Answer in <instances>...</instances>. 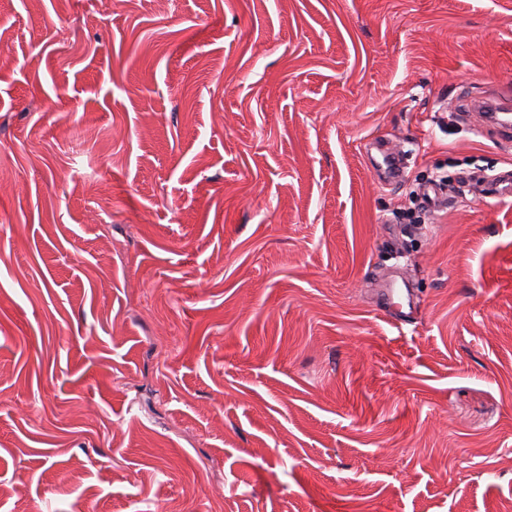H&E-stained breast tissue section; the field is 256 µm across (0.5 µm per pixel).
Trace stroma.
I'll return each instance as SVG.
<instances>
[{"label":"stroma","mask_w":512,"mask_h":512,"mask_svg":"<svg viewBox=\"0 0 512 512\" xmlns=\"http://www.w3.org/2000/svg\"><path fill=\"white\" fill-rule=\"evenodd\" d=\"M0 37V512H512V147L465 116L512 99V0H0ZM376 170L384 175L385 178L398 180L402 177L401 156L397 150L392 147L382 154V160L376 161Z\"/></svg>","instance_id":"stroma-1"}]
</instances>
